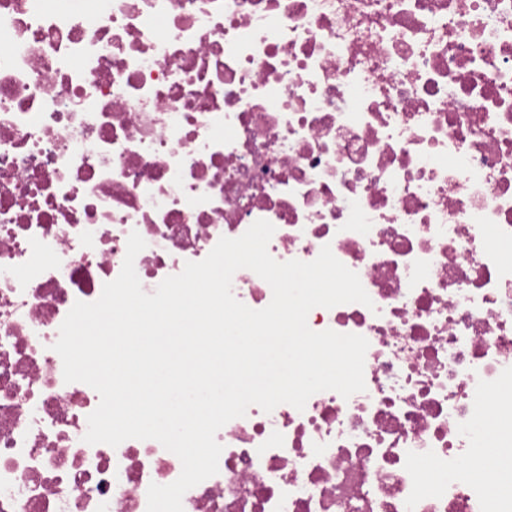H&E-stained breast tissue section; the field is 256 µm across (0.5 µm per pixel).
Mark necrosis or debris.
<instances>
[{"label": "necrosis or debris", "mask_w": 512, "mask_h": 512, "mask_svg": "<svg viewBox=\"0 0 512 512\" xmlns=\"http://www.w3.org/2000/svg\"><path fill=\"white\" fill-rule=\"evenodd\" d=\"M323 246L371 305L365 389L250 406L183 512H512V0H0V512H147L182 464L88 444L53 346L146 242V293L221 237Z\"/></svg>", "instance_id": "necrosis-or-debris-1"}]
</instances>
